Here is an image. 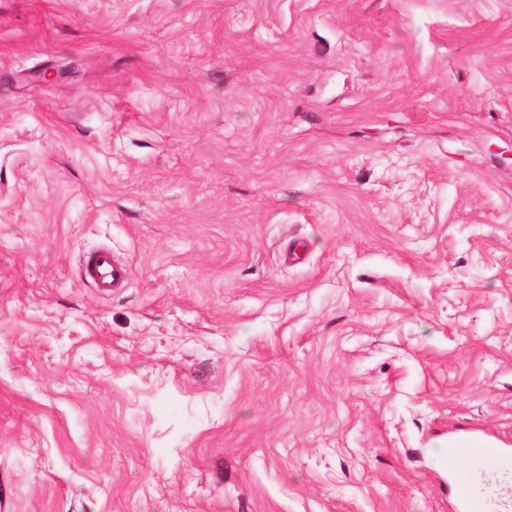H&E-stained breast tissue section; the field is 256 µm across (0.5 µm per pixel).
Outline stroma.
Returning a JSON list of instances; mask_svg holds the SVG:
<instances>
[{
	"mask_svg": "<svg viewBox=\"0 0 512 512\" xmlns=\"http://www.w3.org/2000/svg\"><path fill=\"white\" fill-rule=\"evenodd\" d=\"M475 430L512 0H0V512H453ZM82 270L86 279L92 281L102 294L123 288L129 279V268L114 261L108 249H98L85 254Z\"/></svg>",
	"mask_w": 512,
	"mask_h": 512,
	"instance_id": "1",
	"label": "stroma"
}]
</instances>
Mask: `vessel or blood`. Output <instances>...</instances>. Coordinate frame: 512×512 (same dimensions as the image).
<instances>
[{
  "instance_id": "obj_1",
  "label": "vessel or blood",
  "mask_w": 512,
  "mask_h": 512,
  "mask_svg": "<svg viewBox=\"0 0 512 512\" xmlns=\"http://www.w3.org/2000/svg\"><path fill=\"white\" fill-rule=\"evenodd\" d=\"M82 270L104 294L124 287L129 279L128 267L114 261L111 251L104 248L85 254ZM490 467L511 472L512 446L490 442L480 448L449 449L448 488L455 512H497L499 503L488 493L483 479Z\"/></svg>"
}]
</instances>
